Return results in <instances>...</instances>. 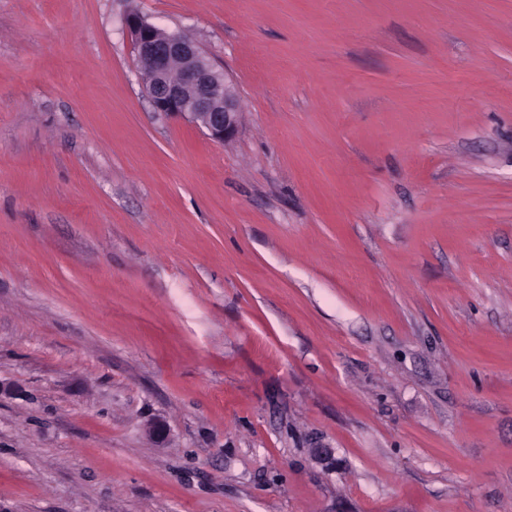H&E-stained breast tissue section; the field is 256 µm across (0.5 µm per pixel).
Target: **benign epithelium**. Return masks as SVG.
Returning <instances> with one entry per match:
<instances>
[{"label":"benign epithelium","instance_id":"1","mask_svg":"<svg viewBox=\"0 0 512 512\" xmlns=\"http://www.w3.org/2000/svg\"><path fill=\"white\" fill-rule=\"evenodd\" d=\"M125 25L155 110L191 120L214 141L232 138L239 125L232 80L193 41L163 31L138 13L129 14Z\"/></svg>","mask_w":512,"mask_h":512}]
</instances>
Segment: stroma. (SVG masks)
I'll return each mask as SVG.
<instances>
[{"label": "stroma", "mask_w": 512, "mask_h": 512, "mask_svg": "<svg viewBox=\"0 0 512 512\" xmlns=\"http://www.w3.org/2000/svg\"><path fill=\"white\" fill-rule=\"evenodd\" d=\"M0 512H512V0H0ZM143 84L157 112L185 117L224 143L237 132L235 84L191 40L169 34L139 13L125 19Z\"/></svg>", "instance_id": "35a3bbf8"}]
</instances>
